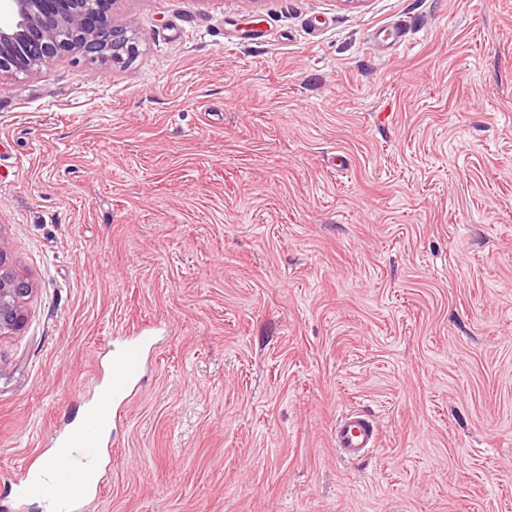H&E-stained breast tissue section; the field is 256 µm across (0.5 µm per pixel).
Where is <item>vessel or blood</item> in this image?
I'll return each instance as SVG.
<instances>
[{"label": "vessel or blood", "mask_w": 512, "mask_h": 512, "mask_svg": "<svg viewBox=\"0 0 512 512\" xmlns=\"http://www.w3.org/2000/svg\"><path fill=\"white\" fill-rule=\"evenodd\" d=\"M150 339L131 336L112 352V368L106 377L107 393L98 395L94 410L81 424L57 430L53 455L44 463L26 464L14 482L13 502L23 508L29 500L45 499L48 512H88L100 490L99 466L112 437L118 411L129 402L142 378L144 351ZM379 446L375 424L365 415L349 410L336 420L334 447L348 461L367 457ZM70 486L69 494L51 496L53 484Z\"/></svg>", "instance_id": "obj_1"}]
</instances>
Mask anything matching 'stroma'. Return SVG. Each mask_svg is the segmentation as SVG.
<instances>
[{
    "instance_id": "stroma-1",
    "label": "stroma",
    "mask_w": 512,
    "mask_h": 512,
    "mask_svg": "<svg viewBox=\"0 0 512 512\" xmlns=\"http://www.w3.org/2000/svg\"><path fill=\"white\" fill-rule=\"evenodd\" d=\"M114 17L126 64L0 79V253L33 286L0 504L147 324L89 512H512V0ZM334 447L344 460H361L379 447L378 429L365 415L348 410L336 419Z\"/></svg>"
}]
</instances>
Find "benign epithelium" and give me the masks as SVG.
<instances>
[{
    "label": "benign epithelium",
    "mask_w": 512,
    "mask_h": 512,
    "mask_svg": "<svg viewBox=\"0 0 512 512\" xmlns=\"http://www.w3.org/2000/svg\"><path fill=\"white\" fill-rule=\"evenodd\" d=\"M116 0H0V77L29 75L67 53L120 64L139 53V37L114 22ZM32 285L0 262V337L26 324Z\"/></svg>",
    "instance_id": "1"
}]
</instances>
